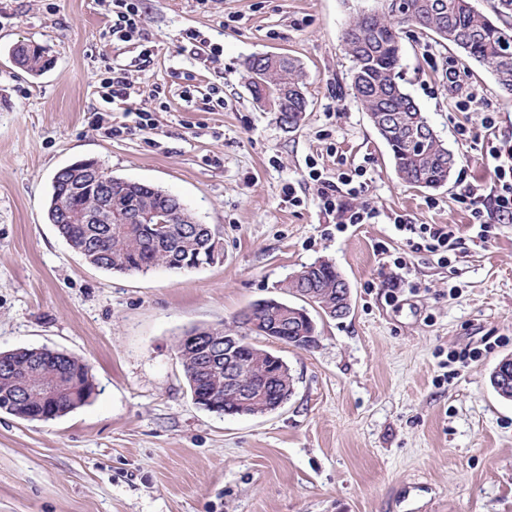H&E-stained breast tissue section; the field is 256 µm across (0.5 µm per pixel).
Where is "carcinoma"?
Segmentation results:
<instances>
[{"mask_svg":"<svg viewBox=\"0 0 512 512\" xmlns=\"http://www.w3.org/2000/svg\"><path fill=\"white\" fill-rule=\"evenodd\" d=\"M406 12L393 13L395 0H382L379 10L364 12L345 30L342 36L346 53L354 67L349 89L381 137L388 145L394 171L399 179L416 187L436 190L448 183L456 158L442 141L421 129L430 124L419 105L400 83L402 58L400 33L408 22L440 41L455 46L464 64L477 62L487 68L497 85L512 92V30L498 26L488 15L477 10L471 0H403ZM17 52L22 58V70L39 75L49 69L51 60L41 45L24 43ZM253 98L274 95L288 90L282 104V120L295 128L305 117L306 96L300 76V64L287 57L276 68L257 56L246 63ZM112 180V223L69 224L65 214L56 225L58 234L93 266L117 273L146 272L153 267L173 269L196 268L213 263L216 235L199 223L184 204L167 192L152 185L118 177ZM100 204L98 189L82 183L74 187L66 200L65 210L97 214ZM163 209L173 215V223L159 229L154 224H122L120 216L130 211ZM341 275L329 260H317L301 267L299 273L282 284L291 293L325 316L343 300L340 296ZM243 330L240 349L235 358L246 376H253L270 364L267 350L255 342L258 337L284 336L288 342L303 346L317 345L313 339L315 327L304 319L293 321L261 299L251 304L235 321ZM226 330L193 328L187 336H196L205 344H224ZM180 360L190 391H200L224 402L232 414H240L224 397V357L204 362L202 349L184 344ZM28 354L20 349L0 353V397L17 398L5 411L24 419L41 414L54 420L86 404L95 393L90 366L67 353H45L36 368L29 365ZM54 382L59 392L47 398L39 386ZM294 390L289 370H284L274 382L268 396L245 408L247 412L263 410L286 392Z\"/></svg>","mask_w":512,"mask_h":512,"instance_id":"carcinoma-1","label":"carcinoma"}]
</instances>
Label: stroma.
Segmentation results:
<instances>
[{"label":"stroma","instance_id":"35a3bbf8","mask_svg":"<svg viewBox=\"0 0 512 512\" xmlns=\"http://www.w3.org/2000/svg\"><path fill=\"white\" fill-rule=\"evenodd\" d=\"M54 2L49 13L39 0H0V351L72 354L96 393L47 422L0 411V512H512V401L491 385L512 357V223L472 238L460 194L491 173L477 114L456 106L474 89L506 131L512 95L476 63L451 86L456 50L407 29L401 83L458 158L448 184L426 190L398 179L349 91L342 32L374 0H142L157 44L146 63L137 44L106 36L94 0ZM190 29L222 47L218 61L185 39ZM19 42L45 46L49 70L17 68ZM266 53L303 68L295 129L252 99L245 62ZM99 55L130 70L131 112L102 100ZM214 85L224 107L208 112ZM138 108L153 110L155 129L137 127ZM102 116L122 134L98 129ZM85 159L179 198L216 232V261L131 275L87 263L47 217L55 174ZM357 167L382 215L340 233L308 172L333 180ZM394 213L458 228L449 265L413 253L399 269L377 252L401 245ZM318 259L348 281L352 309L316 316L312 349L273 345L294 378L288 402L263 416L196 405L181 334L231 326ZM405 280L415 291L390 300ZM452 351L470 357L452 363Z\"/></svg>","mask_w":512,"mask_h":512}]
</instances>
